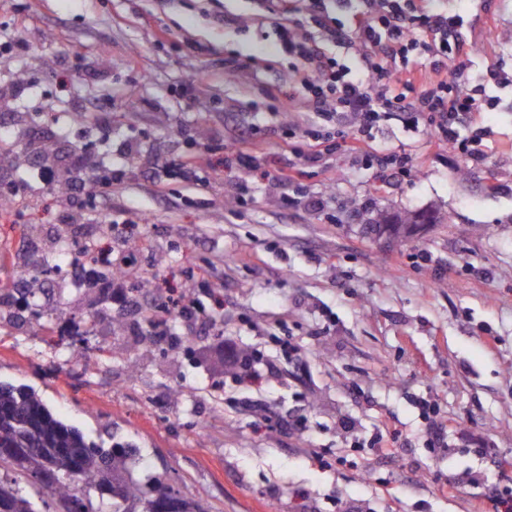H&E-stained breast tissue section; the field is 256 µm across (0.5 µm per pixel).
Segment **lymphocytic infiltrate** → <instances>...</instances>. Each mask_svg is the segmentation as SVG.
<instances>
[{
    "label": "lymphocytic infiltrate",
    "mask_w": 512,
    "mask_h": 512,
    "mask_svg": "<svg viewBox=\"0 0 512 512\" xmlns=\"http://www.w3.org/2000/svg\"><path fill=\"white\" fill-rule=\"evenodd\" d=\"M359 1L353 30L331 15L332 8H350L352 0H304L310 31L285 24L277 29L284 53L302 75L304 103L316 117L284 135L288 162L276 175L289 189L284 207L295 205L290 190L307 168L337 151L372 168L408 174L411 154L372 145L374 130L393 112L409 127L430 130L471 162L483 165L489 158L483 134L461 133L489 100L487 86L469 83L464 19L428 9L427 0ZM336 47L353 51L357 68L333 55Z\"/></svg>",
    "instance_id": "f902f5d3"
}]
</instances>
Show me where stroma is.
<instances>
[{
    "label": "stroma",
    "mask_w": 512,
    "mask_h": 512,
    "mask_svg": "<svg viewBox=\"0 0 512 512\" xmlns=\"http://www.w3.org/2000/svg\"><path fill=\"white\" fill-rule=\"evenodd\" d=\"M430 8L467 20L473 79L512 75V0ZM227 13L237 24L219 23ZM277 25L254 0H0V35L26 46L0 59V83L37 81L6 126L52 144L61 171L110 181L0 198L14 216L0 222V276L36 299L0 295V382L33 388L92 440L135 445L141 468L214 512H493L488 485L512 488L492 463L512 457V85L470 120L492 148L486 165L395 118L376 146L411 153L408 175L339 152L301 181L322 208L285 210L282 134L312 116ZM235 56L251 67L225 71ZM271 95L284 108L269 109ZM244 131L260 171L225 157ZM197 153V181L168 171ZM420 211L437 223L401 243L368 231ZM63 237L140 254L129 287L192 300L205 331L182 323L177 345H161L142 314L114 310L111 289L31 280ZM228 344L270 371L241 380ZM424 399L437 404L427 417ZM436 432L450 454L432 450ZM381 434L394 457L378 452Z\"/></svg>",
    "instance_id": "stroma-1"
}]
</instances>
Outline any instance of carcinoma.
Instances as JSON below:
<instances>
[{"instance_id":"1","label":"carcinoma","mask_w":512,"mask_h":512,"mask_svg":"<svg viewBox=\"0 0 512 512\" xmlns=\"http://www.w3.org/2000/svg\"><path fill=\"white\" fill-rule=\"evenodd\" d=\"M13 445L27 452L0 453V467L15 474L0 477V512H38L35 498L43 490L66 512H166L171 498L183 512H211L207 502L174 492L162 476L139 472L133 446L89 441L33 389L0 383V448ZM20 477L36 479L31 490L20 486Z\"/></svg>"}]
</instances>
